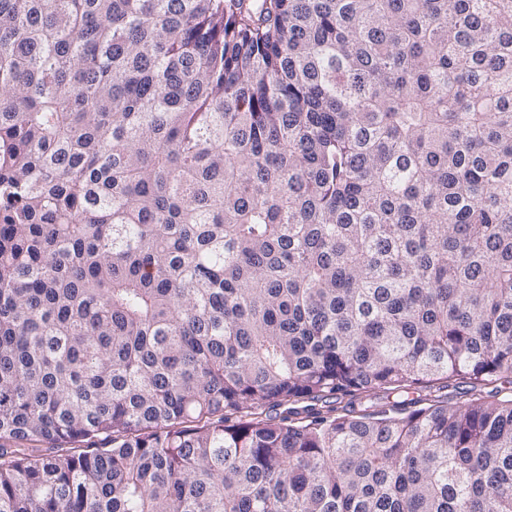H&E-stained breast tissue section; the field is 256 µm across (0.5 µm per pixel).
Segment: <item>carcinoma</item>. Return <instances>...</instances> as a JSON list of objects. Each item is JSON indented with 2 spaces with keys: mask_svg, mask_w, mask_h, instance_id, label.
Listing matches in <instances>:
<instances>
[{
  "mask_svg": "<svg viewBox=\"0 0 512 512\" xmlns=\"http://www.w3.org/2000/svg\"><path fill=\"white\" fill-rule=\"evenodd\" d=\"M0 512H512V0H0Z\"/></svg>",
  "mask_w": 512,
  "mask_h": 512,
  "instance_id": "cac0c4a2",
  "label": "carcinoma"
}]
</instances>
